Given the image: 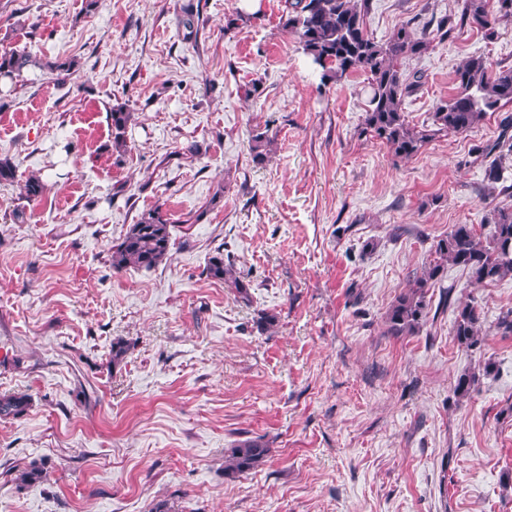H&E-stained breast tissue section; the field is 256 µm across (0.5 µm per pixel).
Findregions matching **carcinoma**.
<instances>
[{
	"label": "carcinoma",
	"mask_w": 512,
	"mask_h": 512,
	"mask_svg": "<svg viewBox=\"0 0 512 512\" xmlns=\"http://www.w3.org/2000/svg\"><path fill=\"white\" fill-rule=\"evenodd\" d=\"M370 3L371 0H284L281 20L283 28L297 37L303 53L321 69V81H338L355 73L368 76L370 92L362 133L380 140L395 157L409 159L437 136L466 133L487 113L512 105V67L493 72L483 57L473 56L456 70L458 93L437 107L432 125L423 128L410 125L403 101L421 87L423 75L416 72L407 77L403 65L427 52L434 38L407 22L388 41H375L367 33L364 21ZM504 18H512V0H461V21L482 32L487 39L495 37L496 24ZM29 65L31 56L25 52L0 53V76L13 83L23 78ZM110 115L112 149L120 152L126 148L131 113L125 106L116 105ZM252 141L254 159L264 160L272 139L267 133L259 132ZM475 154L482 162L494 157L485 168V177L488 190L495 191L503 180L498 161L512 156L511 115L501 119L496 140L477 148ZM45 190L44 182L37 176L28 178L24 184L28 200L43 196ZM490 223L493 232L486 241L476 233L474 225L456 224L447 235L432 243L429 262L395 298L387 312L388 334L408 336L420 331L429 315L428 293L450 264L467 271L475 286L512 276V208L493 209ZM170 246L168 220L160 209H149L129 225L122 240L112 247V267L153 268L167 257ZM207 271L211 278L235 289L240 298H249V284L236 275L233 265L224 263V257H211ZM453 334L460 346L468 350L481 348V317L474 303H461L455 308ZM30 403L31 398L25 393L2 395L0 418H16ZM269 453L268 444L261 439L238 442L225 460L224 476L234 479L254 470L265 462ZM46 470V462L33 461L21 472L20 481L39 483Z\"/></svg>",
	"instance_id": "obj_1"
}]
</instances>
